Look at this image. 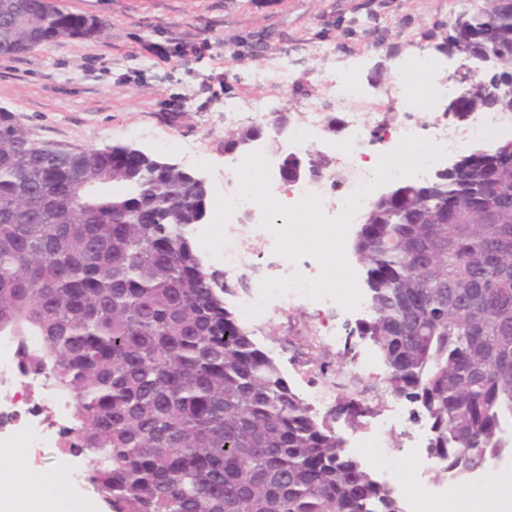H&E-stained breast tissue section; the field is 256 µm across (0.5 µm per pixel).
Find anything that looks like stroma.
Instances as JSON below:
<instances>
[{"label":"stroma","mask_w":512,"mask_h":512,"mask_svg":"<svg viewBox=\"0 0 512 512\" xmlns=\"http://www.w3.org/2000/svg\"><path fill=\"white\" fill-rule=\"evenodd\" d=\"M61 10L94 16L105 33L45 43L18 56H0V108L16 114L35 139L78 148L115 144L179 164L203 177L209 209L192 231L207 271L223 274L205 237L224 226V139L252 126L226 106L252 98L270 103V115L305 121L307 103L323 94L326 71L353 66L365 96L389 93L395 71L420 54L434 56L444 76L459 81L468 61L438 51L433 28L451 30L463 14L457 0H58ZM287 67L290 79L273 73ZM271 71L256 82L258 69ZM253 265L229 276L224 303L239 311L267 273L261 243L242 231ZM370 308L294 307L263 331L249 330L297 395L320 372L334 375L336 400L364 412L356 423L333 409L314 412L329 421L352 451L383 414L392 392L375 341L358 330ZM323 324L339 333L333 345L313 348L310 332Z\"/></svg>","instance_id":"1"}]
</instances>
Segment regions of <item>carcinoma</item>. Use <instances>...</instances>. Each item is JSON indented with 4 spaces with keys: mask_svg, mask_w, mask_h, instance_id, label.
I'll use <instances>...</instances> for the list:
<instances>
[{
    "mask_svg": "<svg viewBox=\"0 0 512 512\" xmlns=\"http://www.w3.org/2000/svg\"><path fill=\"white\" fill-rule=\"evenodd\" d=\"M37 2L0 0V56L84 36V17ZM443 40L494 51L512 80V0H485ZM460 104L512 111V94L474 79ZM493 177L489 224L477 195ZM207 204L175 164L38 142L0 109V333L38 338L32 366L73 399L61 450L89 457L108 512H402L205 287L188 231ZM155 238L171 245L163 268ZM354 249L373 312L361 331L464 480L512 431V156H469L380 196Z\"/></svg>",
    "mask_w": 512,
    "mask_h": 512,
    "instance_id": "1",
    "label": "carcinoma"
}]
</instances>
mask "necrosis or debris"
I'll list each match as a JSON object with an SVG mask.
<instances>
[{
    "label": "necrosis or debris",
    "instance_id": "necrosis-or-debris-1",
    "mask_svg": "<svg viewBox=\"0 0 512 512\" xmlns=\"http://www.w3.org/2000/svg\"><path fill=\"white\" fill-rule=\"evenodd\" d=\"M393 88L395 99H362L361 87L351 70L328 72L325 79V95L317 99L307 110L306 123L289 128L288 143L292 147L311 150L315 128L322 112L337 106L346 111V133L336 140L335 168L323 172L318 178H302L289 183L287 189L276 194L281 204H296L304 193H321L322 185L344 178L343 196H350L372 177L371 171L359 170L358 163L366 159L371 143L373 125L371 117L380 112L396 109L410 111L417 100H424L428 111L434 112L435 121L431 139L445 147H452L465 137H492L512 131V113L485 111L471 115L461 128L450 126L444 104L451 97H460V86L447 81L435 71L427 55H419L412 68L398 70ZM360 101L358 109H351L353 101ZM240 158H232L224 166V228L220 236L212 238L209 246L223 262L224 270L235 273L251 263L239 240V218L254 211L251 200L240 197ZM36 338L20 340L0 335V445L16 441L24 442L31 452L30 459L40 476L50 473V466L43 451L58 447L60 434L70 420L68 401L45 387L41 378L33 375L22 357L23 350L36 345ZM402 421L398 402H391L382 418L370 433L362 436L357 446L367 457L387 458L394 449L386 438L388 430ZM432 456L425 445V438L410 433L402 463L389 473L391 483L399 488L419 487L421 492L436 506L453 504L455 512H474L471 496L453 479L440 482L428 480Z\"/></svg>",
    "mask_w": 512,
    "mask_h": 512
}]
</instances>
